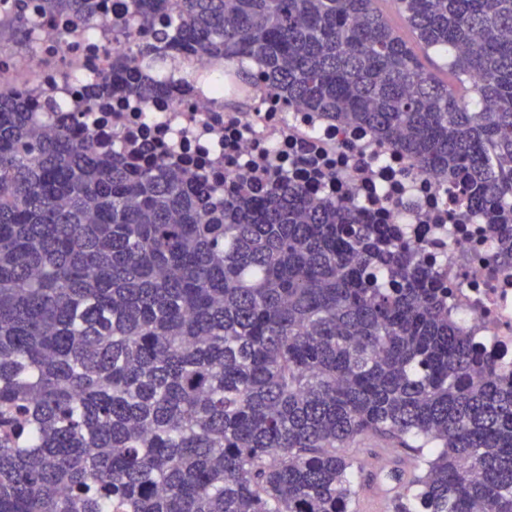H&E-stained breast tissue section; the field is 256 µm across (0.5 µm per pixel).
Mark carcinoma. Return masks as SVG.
<instances>
[{
  "label": "carcinoma",
  "mask_w": 512,
  "mask_h": 512,
  "mask_svg": "<svg viewBox=\"0 0 512 512\" xmlns=\"http://www.w3.org/2000/svg\"><path fill=\"white\" fill-rule=\"evenodd\" d=\"M82 33L94 0H48ZM178 46L377 131L502 227L512 0H134ZM470 84L458 92L429 52ZM477 76L479 81L471 83ZM0 99V512H352L379 433L417 453L394 512H512V381L383 224L278 182L131 166Z\"/></svg>",
  "instance_id": "cac0c4a2"
}]
</instances>
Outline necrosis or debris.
<instances>
[{
    "label": "necrosis or debris",
    "mask_w": 512,
    "mask_h": 512,
    "mask_svg": "<svg viewBox=\"0 0 512 512\" xmlns=\"http://www.w3.org/2000/svg\"><path fill=\"white\" fill-rule=\"evenodd\" d=\"M133 14L131 0H95L89 34L74 36L45 0H0V18L34 20L22 42L0 26V98L77 112L107 75L127 89H105V109L84 136L127 148L149 143L173 163L192 161L228 194L243 187L258 194L285 179L360 208L391 225L396 240L432 268L462 333L512 373V266L498 262L500 233L479 208L372 129L264 93L268 76L259 64H251L244 88L225 81L214 58L164 46L158 63L141 65L147 34ZM140 86L151 88L148 102L132 95Z\"/></svg>",
    "instance_id": "4bbe7bcc"
}]
</instances>
